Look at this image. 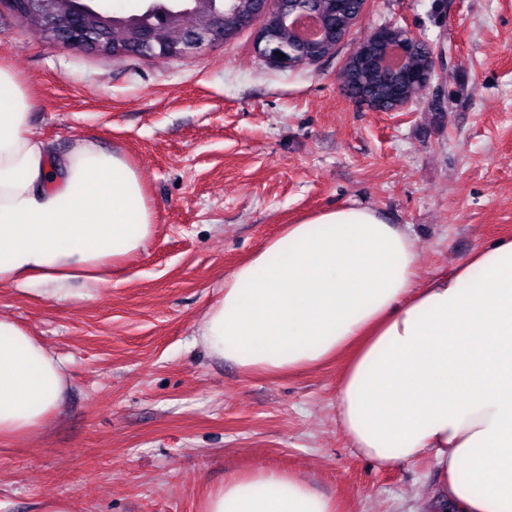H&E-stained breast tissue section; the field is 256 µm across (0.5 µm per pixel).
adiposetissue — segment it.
Returning a JSON list of instances; mask_svg holds the SVG:
<instances>
[{
    "label": "adipose tissue",
    "mask_w": 512,
    "mask_h": 512,
    "mask_svg": "<svg viewBox=\"0 0 512 512\" xmlns=\"http://www.w3.org/2000/svg\"><path fill=\"white\" fill-rule=\"evenodd\" d=\"M0 63V284L107 282L156 223L139 171L90 140L65 156L31 124ZM413 237L365 205L283 225L224 280L194 341L242 373L281 375L347 355L337 419L386 466L432 458L460 512H512V238L420 282ZM65 362L0 317V438L28 434L68 397ZM204 512H338L293 472L226 478Z\"/></svg>",
    "instance_id": "obj_1"
}]
</instances>
